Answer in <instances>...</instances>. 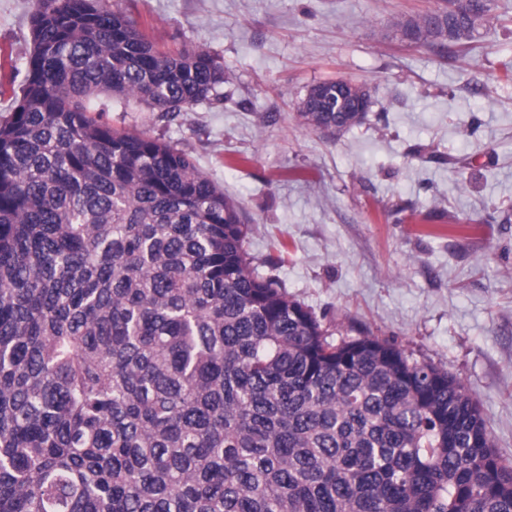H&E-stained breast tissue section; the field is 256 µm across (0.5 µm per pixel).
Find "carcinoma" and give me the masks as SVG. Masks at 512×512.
<instances>
[{
  "label": "carcinoma",
  "instance_id": "cac0c4a2",
  "mask_svg": "<svg viewBox=\"0 0 512 512\" xmlns=\"http://www.w3.org/2000/svg\"><path fill=\"white\" fill-rule=\"evenodd\" d=\"M401 23L440 51L493 19ZM224 61L112 0H40L0 118V512H512V461L448 372L334 344L259 275L245 210L171 142L116 126L219 102ZM303 123L334 136L347 83Z\"/></svg>",
  "mask_w": 512,
  "mask_h": 512
}]
</instances>
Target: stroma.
<instances>
[{"mask_svg":"<svg viewBox=\"0 0 512 512\" xmlns=\"http://www.w3.org/2000/svg\"><path fill=\"white\" fill-rule=\"evenodd\" d=\"M167 47L224 60L222 101L126 127L187 152L249 218L248 249L333 341L394 342L447 370L512 460V0L447 56L396 22L439 0H117ZM38 0H0V83L19 87ZM328 79L364 86L365 121L298 117Z\"/></svg>","mask_w":512,"mask_h":512,"instance_id":"obj_1","label":"stroma"}]
</instances>
